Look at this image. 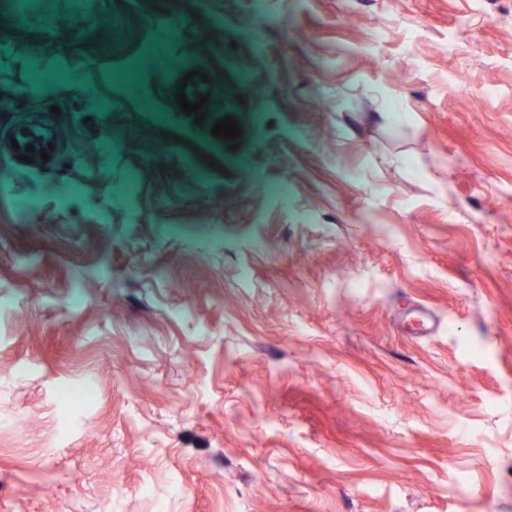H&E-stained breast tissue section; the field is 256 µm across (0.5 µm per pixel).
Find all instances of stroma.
I'll return each instance as SVG.
<instances>
[{
	"label": "stroma",
	"instance_id": "35a3bbf8",
	"mask_svg": "<svg viewBox=\"0 0 512 512\" xmlns=\"http://www.w3.org/2000/svg\"><path fill=\"white\" fill-rule=\"evenodd\" d=\"M86 10L37 0L93 56L54 99L162 36L149 0H99L145 19L117 48ZM182 36L214 46L187 98L251 76L238 150L177 106L185 59L114 85L117 122L156 99L218 169L133 196L138 145L0 132V512H512V0H209Z\"/></svg>",
	"mask_w": 512,
	"mask_h": 512
}]
</instances>
